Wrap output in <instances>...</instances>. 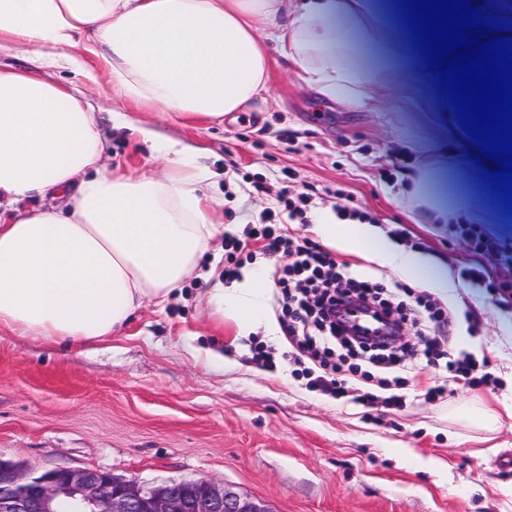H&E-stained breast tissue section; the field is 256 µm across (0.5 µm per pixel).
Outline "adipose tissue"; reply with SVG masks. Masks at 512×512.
Segmentation results:
<instances>
[{
  "mask_svg": "<svg viewBox=\"0 0 512 512\" xmlns=\"http://www.w3.org/2000/svg\"><path fill=\"white\" fill-rule=\"evenodd\" d=\"M101 57L102 85L183 120H220L267 91L269 49L323 96L368 112L383 96L415 102L433 130L424 158L401 174L402 195L434 224L511 226L481 183L477 146L437 95L402 24L377 0H0V42L41 66L78 68L81 40ZM398 60L406 77L347 54L352 40ZM162 174L102 167L106 143L88 91L0 69V328L71 344L110 338L148 303L190 278L219 228L201 185L213 173L189 148L159 145ZM65 205L27 209L33 196ZM325 242L369 251L412 284L444 295L445 266L398 248L369 226L319 218ZM262 272L217 285L209 302L243 334L278 325L264 313Z\"/></svg>",
  "mask_w": 512,
  "mask_h": 512,
  "instance_id": "adipose-tissue-1",
  "label": "adipose tissue"
}]
</instances>
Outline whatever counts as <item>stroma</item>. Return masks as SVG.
Masks as SVG:
<instances>
[{"label": "stroma", "instance_id": "obj_1", "mask_svg": "<svg viewBox=\"0 0 512 512\" xmlns=\"http://www.w3.org/2000/svg\"><path fill=\"white\" fill-rule=\"evenodd\" d=\"M96 111L123 112L158 141L200 151L216 173L215 221L241 236L274 206L281 190L314 194L310 223L295 234L316 238L318 216L337 209L370 213L383 235L419 250L456 276L476 257L444 224H420L401 196L400 174L416 155L404 138L430 131L415 110L389 103L361 112L307 88L277 53L268 55V93L236 119L186 122L113 93L92 96ZM106 168L153 170L149 145L110 131ZM343 196H335V189ZM225 236H218L191 277L165 305L147 304L112 338L66 346L0 329V456L47 470L92 468L137 477L212 478L265 501L271 512H512V419L495 428L464 405L501 410L512 395V347L500 317L512 314V290L490 295L455 283L453 347L486 362L496 389L462 388L429 402L434 374L421 370L402 389L401 409L360 408L310 389L282 361L287 336L272 343L275 367L254 359L262 333L240 335L232 316L207 299L224 278ZM358 278L401 281L363 252L333 247Z\"/></svg>", "mask_w": 512, "mask_h": 512}]
</instances>
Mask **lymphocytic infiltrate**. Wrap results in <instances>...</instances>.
<instances>
[{
	"mask_svg": "<svg viewBox=\"0 0 512 512\" xmlns=\"http://www.w3.org/2000/svg\"><path fill=\"white\" fill-rule=\"evenodd\" d=\"M278 204L262 215L259 226L229 242L224 279L237 276L242 254L287 256L277 272L280 326L291 345L283 357L302 365L309 387L360 407L369 418L381 404L401 408L400 386L427 366L438 369L424 394L428 400L452 396L461 387L495 385V377L471 353L452 350L440 356L434 333L451 324L447 308L413 297L400 283L356 278L319 243L291 234L290 225L306 223L312 194L284 193ZM407 330L413 333L409 342L403 339Z\"/></svg>",
	"mask_w": 512,
	"mask_h": 512,
	"instance_id": "obj_1",
	"label": "lymphocytic infiltrate"
}]
</instances>
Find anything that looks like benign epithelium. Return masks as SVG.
<instances>
[{
    "label": "benign epithelium",
    "instance_id": "1",
    "mask_svg": "<svg viewBox=\"0 0 512 512\" xmlns=\"http://www.w3.org/2000/svg\"><path fill=\"white\" fill-rule=\"evenodd\" d=\"M0 512H272L224 482L171 479L146 487L98 469L37 472L0 457Z\"/></svg>",
    "mask_w": 512,
    "mask_h": 512
}]
</instances>
